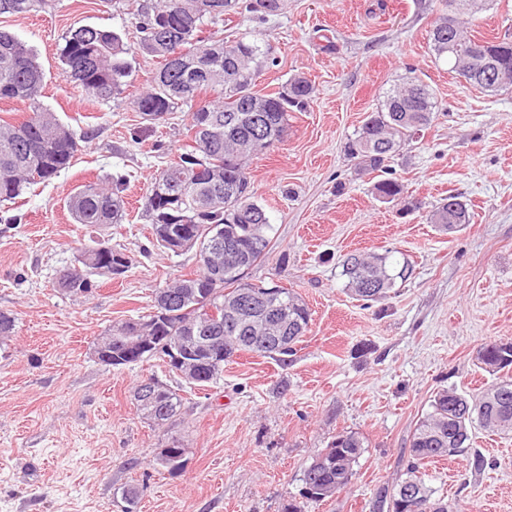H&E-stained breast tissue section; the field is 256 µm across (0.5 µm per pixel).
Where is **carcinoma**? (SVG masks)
Segmentation results:
<instances>
[{"mask_svg": "<svg viewBox=\"0 0 512 512\" xmlns=\"http://www.w3.org/2000/svg\"><path fill=\"white\" fill-rule=\"evenodd\" d=\"M53 0H0V15H26L44 10ZM282 0H156V4L139 9L135 29L142 50L160 59L168 50L158 45L161 32L172 35L171 45L185 50L184 62L170 70L160 64L147 91L134 101L142 119L169 116L184 106H191L203 95L210 99L191 112L186 146L178 159L160 171L143 197V213L152 225L162 224L175 236L187 233L199 241L200 270L192 277H180L166 285L176 292V302L168 309L171 316L162 337L187 339L191 336H218L224 356L205 355L208 362L199 372L202 386L220 376L224 361L235 353L251 352L288 363V355L305 335L310 313L301 297L292 289L279 287L269 297L266 286L247 281L246 271L266 258L271 250V229L264 206L253 200L246 172L247 160L273 149L288 133V113L306 109L313 88L305 78L290 81L281 90L261 95V115L265 117L263 133L253 130V103L239 96L265 67L277 60L269 48L241 36L224 49V39L204 36V27L224 24L231 11L247 12L263 20L277 14ZM448 18L435 22L431 45L435 54L445 56L457 70L458 64L476 45L467 36L462 21H457L451 37ZM486 57L512 71V43L481 41ZM127 48L120 33L89 25L71 29L65 36L60 58L65 65L66 80L75 83L98 101H109L122 94L130 76L125 58ZM44 72L31 46L15 34L0 30V100L28 101L31 115L19 124L0 119V202H10L30 186L56 177L68 168L79 143L91 138L93 131L76 134L60 122L49 109L40 106ZM438 112L437 100L429 85L416 76L405 77L402 85L385 93L376 110L369 113L355 137L344 147L348 158L363 169L377 172L375 185L379 198L392 201L403 193V185L389 176L388 162L399 148L428 128ZM206 156L208 166L220 171L219 182L207 174L195 172L197 158ZM125 176L112 178L108 186L97 183L78 187L67 206L78 224L107 228L123 220L127 201L123 192ZM455 223H448V214ZM441 230L453 233L469 223L466 205L450 195L430 214ZM213 224L234 226L238 235L230 249L210 251L206 230ZM342 275L351 294L366 301L379 300L395 287L397 279L410 276L408 261L399 262L390 253L362 256L352 254L343 260ZM61 291L74 289L85 297L98 288L91 275L68 278L59 276ZM250 297V312L238 315L240 300ZM224 305V320L200 321L190 307L205 301ZM276 306L281 322L268 316ZM139 321L129 319L111 327L112 351L120 360L113 367H123L155 357L150 350L127 348L128 337L136 335ZM480 360L497 371L512 366V352L504 343L489 341L480 350ZM505 392L500 384L488 386L478 397L468 398L457 392L442 390L431 401L432 411L420 419L410 444L406 478L392 490L382 489L375 501L376 512H395L390 508L399 490L407 485L421 498L419 512H448V507L434 499V491L418 476L419 468L435 458L465 451L474 422L496 432H512V381ZM156 417L166 422L179 414L181 396L160 383L153 397ZM364 452L363 442L352 433L343 434L341 443L331 442L321 451L324 462L317 468L305 467L302 482L316 488L315 495L303 497L320 502L346 487L355 475L354 466Z\"/></svg>", "mask_w": 512, "mask_h": 512, "instance_id": "obj_1", "label": "carcinoma"}]
</instances>
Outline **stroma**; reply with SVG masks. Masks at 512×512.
<instances>
[{"instance_id":"1","label":"stroma","mask_w":512,"mask_h":512,"mask_svg":"<svg viewBox=\"0 0 512 512\" xmlns=\"http://www.w3.org/2000/svg\"><path fill=\"white\" fill-rule=\"evenodd\" d=\"M149 2L54 0L45 12L0 17V29L36 52L41 106L94 132L68 169L0 204V312L15 320L0 345V512H282L291 499L302 512H372L377 493L403 478L415 425L437 391L472 398L512 376L478 359L485 342H512V89L466 86L435 56L429 35L443 0H285L265 20L232 16L226 39L247 36L277 60L258 90L297 76L313 86L284 140L246 165L272 245L248 278L298 292L311 310L308 330L288 366L244 352L203 386L156 358L108 369L92 354L96 339L147 317L165 282L199 270L195 251L153 246L139 205L152 177L183 152L189 123L184 109L152 125L133 105L157 68L134 27ZM80 25L123 33L131 75L120 98L91 100L64 79L60 50ZM468 29L512 40V0H493ZM411 73L433 89L439 112L391 159L405 191L385 202L375 175L343 146ZM115 173L129 179V205L107 233L128 268L91 297L69 296L59 275L93 232L75 223L67 200ZM451 195L471 219L446 234L427 215ZM388 250L408 259L411 276L382 300L351 298L343 259ZM151 377L183 398L160 426L133 398ZM343 432L365 446L350 484L324 502L302 500L304 468ZM173 443L188 464L172 474L156 457ZM420 474L450 512H512V433L474 428L470 451ZM129 487L138 492L132 504L122 495Z\"/></svg>"}]
</instances>
